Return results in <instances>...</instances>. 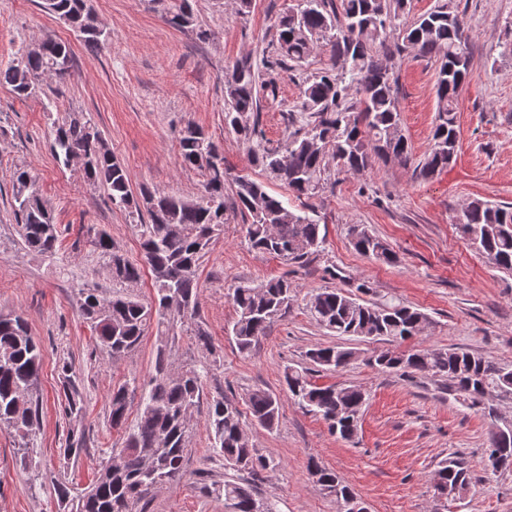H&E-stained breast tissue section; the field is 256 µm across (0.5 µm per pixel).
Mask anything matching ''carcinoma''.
<instances>
[{"mask_svg":"<svg viewBox=\"0 0 512 512\" xmlns=\"http://www.w3.org/2000/svg\"><path fill=\"white\" fill-rule=\"evenodd\" d=\"M408 0H296L275 22V39L268 55L257 66L245 58L235 62L224 76V125L247 148L254 166L280 182L300 203L321 195L326 188L329 163L341 171H365L380 160L403 165L411 161L402 133L393 73L383 59L390 55L384 37L398 31V51H410L439 64L435 83L436 116L433 144L415 173L434 177L454 160L458 146L456 112L463 86L472 69L465 48L462 18L449 2L400 25ZM168 24L187 29L206 42L214 34L198 25L191 0H163ZM45 12L67 15L85 30L82 40L90 48L107 38L104 30L89 22L88 0H45ZM329 52V63L306 77L297 111L289 113L288 133L277 146L269 144L260 128L266 104L277 102L278 75L300 66L317 49ZM69 45L47 36L42 49L29 52L16 65L0 70V84L11 86L20 97L36 94L40 82L57 71L71 72ZM356 97H349L350 91ZM181 162L199 170L203 190L193 198L130 189L124 166L117 161L104 138L82 112H70L53 122L52 151L63 165L76 152L86 154L80 165L83 178L107 191L112 207L127 213L142 239L146 263L152 272L155 305L142 303L130 292L142 277L141 267L129 261L99 230L92 244L105 261L112 281L128 291L106 295L97 288H83L77 300L82 317L95 332V349L104 357L119 359L136 349L151 322L160 333L153 369L148 379L132 378L109 394L112 426L126 423L130 410L129 390H140L134 423L125 429L124 445L111 451L96 480L79 489L66 481L53 484L61 512H135L136 506L154 491L183 476L190 421L202 397L204 381L217 363L211 337L199 320L201 285L197 278L200 259L212 240L229 223L230 213L243 218L245 241L254 250L292 264H303L324 248L321 217L293 207L288 198L273 195L265 182L248 175L227 180L224 156L210 136L193 122L178 137ZM14 213L28 251L53 258L60 247V230L52 211L39 194L36 173L25 167L12 177ZM460 229L469 243L495 268L512 273V206L473 198L461 210ZM349 235L362 255L385 264L398 262L397 254L366 225L353 224ZM235 311L231 333L240 352L250 351L269 326L284 317L294 301L292 283L285 277L260 283L240 282L229 289ZM307 309L320 326L338 336L381 338L401 343L417 335L428 323L427 315L395 298L378 301L358 299L341 288H325L310 295ZM188 336L209 361L185 365L173 378L169 338ZM308 360L327 370L346 368L356 359L353 349L327 346L307 354ZM369 364L382 372H400L448 380V394L470 409L492 416L494 400L512 399V365H502L460 348L386 349L374 353ZM64 400L58 410L67 419L85 411L82 392L75 384L72 364L59 366ZM41 372L40 345L30 336L20 316H0V428L13 434L18 461L28 473V488L42 486L45 475L35 459L36 428L43 411L38 391ZM284 381L288 392L305 410L322 417L331 432L345 440L356 435L357 425L336 430V420L356 417L365 393L356 386H320L311 381L308 369L287 366ZM252 422L267 430L279 422L280 397L254 389L247 397ZM237 405L223 397L208 402L207 426L213 436L212 450L224 459V469L240 477L215 484L209 492L224 498L235 512H279L277 502L256 497L254 481L274 467L258 453L243 429ZM509 446L499 447L496 432L489 436L488 451L501 448L492 472L512 471V420L502 424ZM85 445L81 432L70 431L63 453L79 455ZM311 475L318 488L342 502L355 495L333 470L313 465ZM468 490L472 474L466 462L449 457L438 463L434 491L442 495L448 484Z\"/></svg>","mask_w":512,"mask_h":512,"instance_id":"1","label":"carcinoma"}]
</instances>
